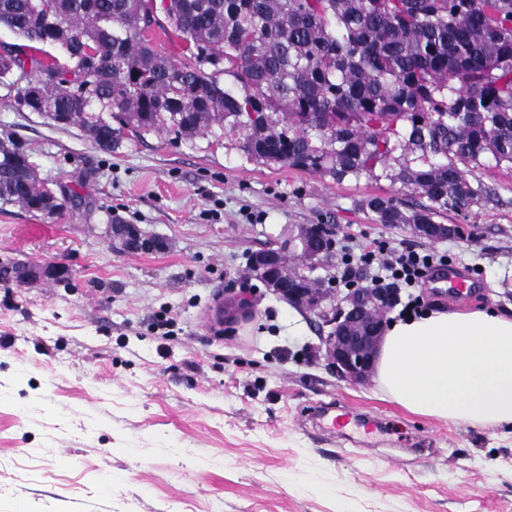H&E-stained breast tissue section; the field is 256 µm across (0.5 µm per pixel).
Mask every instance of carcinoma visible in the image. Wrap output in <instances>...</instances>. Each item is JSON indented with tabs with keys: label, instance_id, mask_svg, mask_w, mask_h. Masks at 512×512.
I'll use <instances>...</instances> for the list:
<instances>
[{
	"label": "carcinoma",
	"instance_id": "1",
	"mask_svg": "<svg viewBox=\"0 0 512 512\" xmlns=\"http://www.w3.org/2000/svg\"><path fill=\"white\" fill-rule=\"evenodd\" d=\"M0 0L17 70L43 83L39 113L61 112L102 151L117 119L142 135H241V150L337 182L385 178L427 199L374 196L377 224H434L486 190L468 167L512 165V0ZM192 64L158 52V28ZM62 47L69 63L43 60ZM229 77L221 83L220 76ZM94 94L89 112L76 84ZM24 146L0 141V200L43 197Z\"/></svg>",
	"mask_w": 512,
	"mask_h": 512
}]
</instances>
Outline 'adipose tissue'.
I'll return each mask as SVG.
<instances>
[{
  "mask_svg": "<svg viewBox=\"0 0 512 512\" xmlns=\"http://www.w3.org/2000/svg\"><path fill=\"white\" fill-rule=\"evenodd\" d=\"M374 380L416 415L512 427V314L483 306L395 318L380 345Z\"/></svg>",
  "mask_w": 512,
  "mask_h": 512,
  "instance_id": "obj_1",
  "label": "adipose tissue"
}]
</instances>
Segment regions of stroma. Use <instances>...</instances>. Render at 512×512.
Segmentation results:
<instances>
[{
    "label": "stroma",
    "mask_w": 512,
    "mask_h": 512,
    "mask_svg": "<svg viewBox=\"0 0 512 512\" xmlns=\"http://www.w3.org/2000/svg\"><path fill=\"white\" fill-rule=\"evenodd\" d=\"M29 74L0 82V140L21 141L63 206L0 201V266L53 262L69 281L0 280V512H512V430L428 420L374 380L327 368L315 316L251 278V251L289 224H329L337 245L431 247L470 272L455 298L426 283V307L512 314V170L479 168L488 196L435 243L374 223L362 201L419 198L389 180L336 182L254 159L236 141L124 130L99 150L75 126L20 105ZM167 242L128 253L109 227ZM232 288L245 310L208 312ZM380 423L331 436L313 408Z\"/></svg>",
    "instance_id": "1"
}]
</instances>
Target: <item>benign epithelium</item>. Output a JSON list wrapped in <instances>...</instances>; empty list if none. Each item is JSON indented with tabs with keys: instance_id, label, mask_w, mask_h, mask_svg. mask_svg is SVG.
Returning <instances> with one entry per match:
<instances>
[{
	"instance_id": "benign-epithelium-1",
	"label": "benign epithelium",
	"mask_w": 512,
	"mask_h": 512,
	"mask_svg": "<svg viewBox=\"0 0 512 512\" xmlns=\"http://www.w3.org/2000/svg\"><path fill=\"white\" fill-rule=\"evenodd\" d=\"M420 238L443 241L461 238V224H413ZM113 240L125 251L154 252L164 247V240L132 224L111 225ZM332 230L324 224H290L277 248L264 247L252 253L254 274L265 277L263 284L277 298L301 311L313 314L329 328L321 337L324 358L339 378L363 381L374 372L375 359L383 338L384 320L375 312L392 307L400 299L397 288H350L340 297L328 288L305 287L304 279L316 269L328 265L332 256L327 239ZM15 277L21 282L39 278L65 280L70 277L66 266L57 264L18 265Z\"/></svg>"
}]
</instances>
